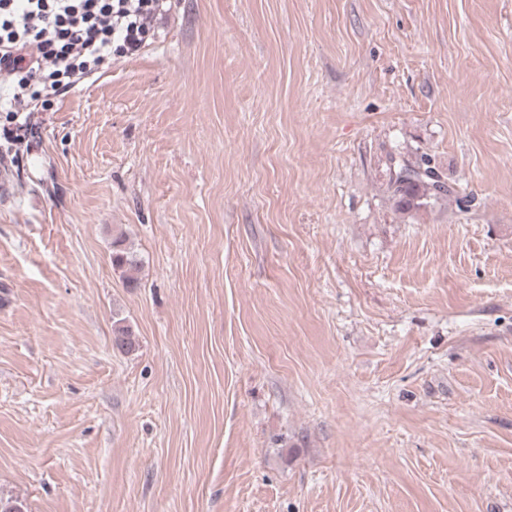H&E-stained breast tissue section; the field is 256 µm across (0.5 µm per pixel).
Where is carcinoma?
<instances>
[{
  "mask_svg": "<svg viewBox=\"0 0 512 512\" xmlns=\"http://www.w3.org/2000/svg\"><path fill=\"white\" fill-rule=\"evenodd\" d=\"M390 178L388 192L395 208L411 217L421 210L444 199L452 197L459 211L468 210L469 200L459 196L445 186L442 177L429 167V162L422 159L411 162L404 156L390 158ZM125 239L118 236L112 241V266L121 270L129 288L137 285V274L140 263L137 258L124 247ZM113 346L125 353L136 349L138 339L129 328L120 327L115 330Z\"/></svg>",
  "mask_w": 512,
  "mask_h": 512,
  "instance_id": "obj_1",
  "label": "carcinoma"
}]
</instances>
